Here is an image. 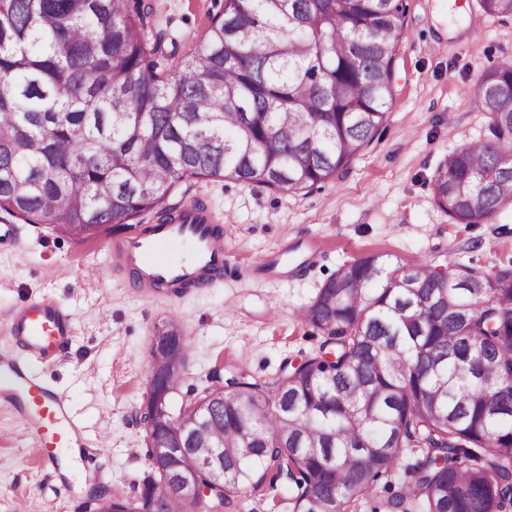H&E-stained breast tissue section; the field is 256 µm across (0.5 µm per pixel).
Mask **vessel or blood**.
<instances>
[{
	"mask_svg": "<svg viewBox=\"0 0 512 512\" xmlns=\"http://www.w3.org/2000/svg\"><path fill=\"white\" fill-rule=\"evenodd\" d=\"M227 236L223 215L190 201L174 208L169 219L137 225L107 248L113 268L128 273L139 293L176 295L208 287L230 268ZM0 325L18 347L14 354L0 352V402L13 406L44 470L53 471L57 449L79 447L83 437L67 398L41 373L70 344L73 317L46 293L11 307Z\"/></svg>",
	"mask_w": 512,
	"mask_h": 512,
	"instance_id": "b4317fda",
	"label": "vessel or blood"
}]
</instances>
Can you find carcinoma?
I'll return each instance as SVG.
<instances>
[{"label":"carcinoma","mask_w":512,"mask_h":512,"mask_svg":"<svg viewBox=\"0 0 512 512\" xmlns=\"http://www.w3.org/2000/svg\"><path fill=\"white\" fill-rule=\"evenodd\" d=\"M512 17V0H480ZM404 0H224L180 51L151 34L145 0H0V211L70 237L158 214L180 182L234 180L301 192L333 180L388 120ZM485 137L448 154L433 197L457 224L512 208V64L485 73ZM415 281L419 294L400 287ZM323 353L265 388L190 389L154 432L182 448L148 465L139 495L94 490L80 512H210L272 480L291 512H355L420 448L393 512H512V266L487 273L342 265L303 310ZM182 337L163 345L185 361ZM181 374L157 378L170 405ZM207 417H198V409ZM224 455V482L210 484ZM191 470L210 494L162 492Z\"/></svg>","instance_id":"cac0c4a2"}]
</instances>
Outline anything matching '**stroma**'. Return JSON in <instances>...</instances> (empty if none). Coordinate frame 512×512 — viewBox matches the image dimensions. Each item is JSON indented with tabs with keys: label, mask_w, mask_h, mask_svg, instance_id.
Instances as JSON below:
<instances>
[{
	"label": "stroma",
	"mask_w": 512,
	"mask_h": 512,
	"mask_svg": "<svg viewBox=\"0 0 512 512\" xmlns=\"http://www.w3.org/2000/svg\"><path fill=\"white\" fill-rule=\"evenodd\" d=\"M147 2L153 31L179 47L198 40L224 7V0ZM503 61H512V19L485 15L479 0H407L389 121L341 177L297 193L221 178L171 192L168 204L198 201L232 221L233 270L210 287L140 296L110 264L106 246L117 231L109 225L78 239L29 224L19 245L0 243V311L44 293L69 308L74 336L46 378L65 392L88 438L111 435L108 446L80 451L75 461L58 449L49 481L23 425L0 405V512H14L21 497L29 512H77L101 487L115 498L135 496L148 468L146 431L134 418L146 393L144 361L169 317L190 346L183 389H202L216 374L270 383L284 361L320 352L324 338L301 311L345 263L379 253L486 272L512 264V209L490 224H456L431 189L451 151L484 137L488 119L474 96L486 69ZM310 238L321 242V256L307 264L302 251L289 253L288 279L247 274L283 243ZM292 493L281 480L250 488L226 512H288Z\"/></svg>",
	"instance_id": "stroma-1"
}]
</instances>
